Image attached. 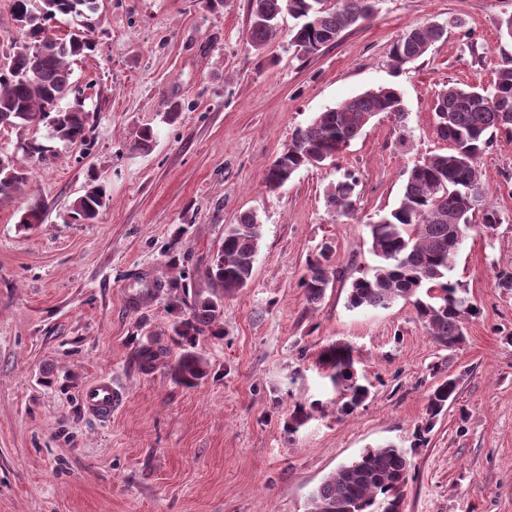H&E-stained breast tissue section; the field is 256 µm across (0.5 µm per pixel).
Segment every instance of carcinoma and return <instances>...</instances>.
<instances>
[{
    "label": "carcinoma",
    "mask_w": 512,
    "mask_h": 512,
    "mask_svg": "<svg viewBox=\"0 0 512 512\" xmlns=\"http://www.w3.org/2000/svg\"><path fill=\"white\" fill-rule=\"evenodd\" d=\"M367 0H251L248 40L261 51L278 33V18L288 12L304 22L291 32V42L304 55H314L334 43L341 34L367 20ZM96 0H14L13 17L22 28L0 69V127L24 128L44 123L50 136L68 143L87 142L89 113L79 98L61 106L74 93L68 58L93 51L89 33L71 31L64 38L51 33L50 23L59 15L82 17L96 13ZM443 29L435 23L411 28L392 47L391 58L399 68L425 55L441 39ZM512 103V60L497 70L487 87L448 86L434 101L435 129L450 145L446 154H432L409 170L398 205L370 225V252L376 264L355 278L348 294L352 309L386 308L403 299L412 303L417 318L432 340L453 351L464 337V323L476 315L474 308L462 310L467 299L449 272L459 248L450 226L465 230L474 215L484 232L500 223V214L488 201L479 165L480 156L502 132L512 135V116L501 112L499 102ZM401 92L392 86L369 89L341 104L318 113L296 129L290 142L264 171L263 183L274 190L288 183L299 169L319 167L336 157L378 114L404 116ZM30 180V169L0 156V198L22 192ZM357 179L346 175L326 194L327 204L349 214L354 210ZM478 197L474 208L471 198ZM105 188L91 185L70 207L76 222L95 220L106 205ZM45 214L33 206L23 211L18 226L28 230L44 223ZM262 236L256 215L245 213L235 224L224 226V238L204 271L208 288L195 286L190 268L174 258L171 275L162 283L141 278L139 300L164 291L169 312L170 346H144L135 354L138 369L149 374L157 365L174 357L169 370L174 381L195 388L209 374V363L197 349L202 336L223 335L224 298L246 288ZM326 247L308 260L301 278L308 303L321 301L335 269ZM320 362L338 388L337 412L350 415L369 397V388L357 378L353 348L332 343L323 348ZM458 381L448 377L428 393V422L439 416L457 393ZM411 463L406 453L391 444L365 449L359 457L337 467L310 493L309 512H401Z\"/></svg>",
    "instance_id": "carcinoma-1"
}]
</instances>
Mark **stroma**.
Here are the masks:
<instances>
[{
	"label": "stroma",
	"mask_w": 512,
	"mask_h": 512,
	"mask_svg": "<svg viewBox=\"0 0 512 512\" xmlns=\"http://www.w3.org/2000/svg\"><path fill=\"white\" fill-rule=\"evenodd\" d=\"M250 0H98L95 49L70 60L90 116V145L51 139L45 125L0 127V152L29 167L25 194L0 201V512H307L322 479L366 448L391 443L410 463L403 512H512V143L481 156L491 232L469 229L451 272L478 309L454 351L441 349L413 307L350 309L352 280L375 263L370 222L394 208L408 172L444 153L436 94L489 85L512 41L500 22L512 0H380L371 19L314 55L289 41L286 15L263 51L248 43ZM446 25L428 53L394 69L411 28ZM401 89L405 118L380 114L333 164L303 168L276 191L265 168L317 113L366 89ZM180 117L164 121L170 101ZM146 153L133 151L142 128ZM47 146L44 160L18 151ZM355 173V211L326 203ZM108 202L90 224L69 207L91 179ZM46 221L19 229L20 209ZM252 212L262 238L248 288L224 301V335L201 337L210 362L198 387L167 369L140 373V345L168 344L165 296L136 301V279L167 278L172 256L204 269L224 227ZM339 275L308 304L301 278L321 243ZM350 344L370 389L352 415L318 364ZM458 377L456 399L426 438L427 393ZM111 380V419L90 416L85 389ZM312 416L296 432V405Z\"/></svg>",
	"instance_id": "35a3bbf8"
}]
</instances>
